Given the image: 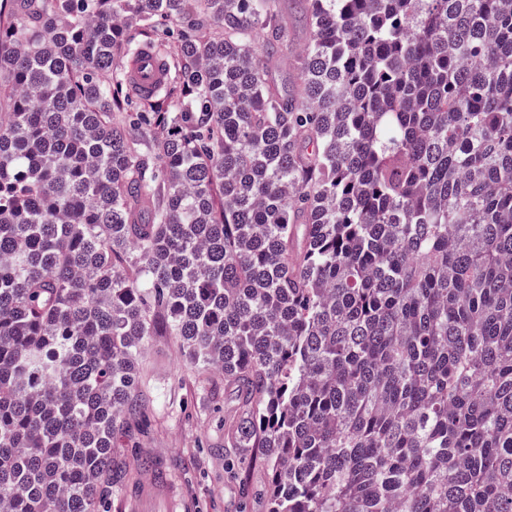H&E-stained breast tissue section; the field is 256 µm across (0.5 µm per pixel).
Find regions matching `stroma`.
I'll list each match as a JSON object with an SVG mask.
<instances>
[{
    "label": "stroma",
    "instance_id": "35a3bbf8",
    "mask_svg": "<svg viewBox=\"0 0 512 512\" xmlns=\"http://www.w3.org/2000/svg\"><path fill=\"white\" fill-rule=\"evenodd\" d=\"M142 363L148 422L119 443L126 469L138 479L143 461L162 462L175 488L176 512H265L262 462L224 445L233 391H211L208 375L187 361L172 336L150 337Z\"/></svg>",
    "mask_w": 512,
    "mask_h": 512
}]
</instances>
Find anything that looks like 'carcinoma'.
<instances>
[{"label":"carcinoma","instance_id":"cac0c4a2","mask_svg":"<svg viewBox=\"0 0 512 512\" xmlns=\"http://www.w3.org/2000/svg\"><path fill=\"white\" fill-rule=\"evenodd\" d=\"M9 2L0 512H111L159 326L266 512H512V0ZM280 9L288 15V22L291 23L295 38L298 42H304L307 36V28L304 16L301 12L298 0H280ZM168 81L164 61L152 50L143 49L130 63L126 83L139 98H151Z\"/></svg>","mask_w":512,"mask_h":512}]
</instances>
